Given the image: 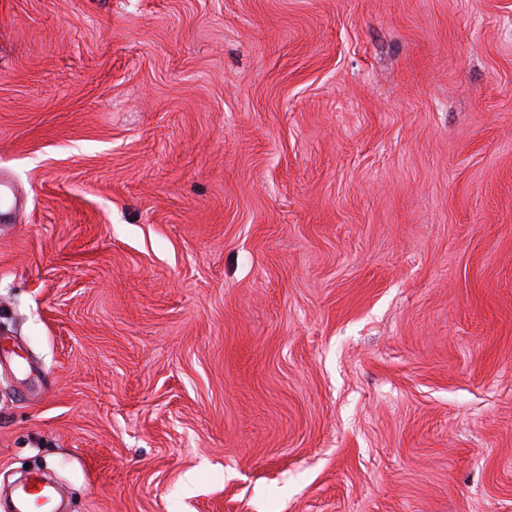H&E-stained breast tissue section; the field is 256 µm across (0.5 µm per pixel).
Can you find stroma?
Instances as JSON below:
<instances>
[{
	"label": "stroma",
	"instance_id": "35a3bbf8",
	"mask_svg": "<svg viewBox=\"0 0 512 512\" xmlns=\"http://www.w3.org/2000/svg\"><path fill=\"white\" fill-rule=\"evenodd\" d=\"M0 493L512 512V0H0Z\"/></svg>",
	"mask_w": 512,
	"mask_h": 512
}]
</instances>
